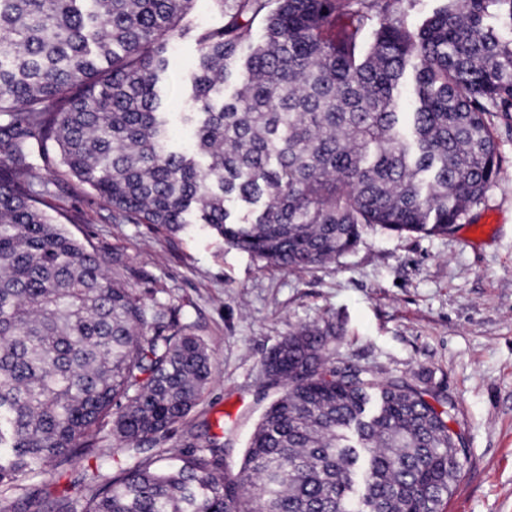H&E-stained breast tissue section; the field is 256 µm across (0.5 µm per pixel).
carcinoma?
Segmentation results:
<instances>
[{
	"instance_id": "carcinoma-1",
	"label": "carcinoma",
	"mask_w": 512,
	"mask_h": 512,
	"mask_svg": "<svg viewBox=\"0 0 512 512\" xmlns=\"http://www.w3.org/2000/svg\"><path fill=\"white\" fill-rule=\"evenodd\" d=\"M0 0V501L52 492L75 456L82 512H442L461 474L453 407L406 379L331 362L305 327L264 359L283 393L239 470L226 444L159 464L144 445L212 381L203 339L146 305L48 214L89 188L115 224H205L286 269L335 261L364 229L444 235L500 174L487 116L512 112V0ZM195 33L188 149L159 83ZM125 463L112 464V449ZM35 479L31 491L23 484ZM192 13L196 24L200 27H216L222 23V17L213 0H195ZM443 3V0H415L412 5L404 2L403 6L407 9L409 23L417 26Z\"/></svg>"
}]
</instances>
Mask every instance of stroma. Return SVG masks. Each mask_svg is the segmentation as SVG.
<instances>
[{
  "label": "stroma",
  "mask_w": 512,
  "mask_h": 512,
  "mask_svg": "<svg viewBox=\"0 0 512 512\" xmlns=\"http://www.w3.org/2000/svg\"><path fill=\"white\" fill-rule=\"evenodd\" d=\"M192 40L172 44L169 102L173 144L190 146L181 118ZM501 173L453 232L428 237L364 231L337 262L285 270L224 243L202 225L167 235L145 224H116L92 194L60 189L56 213L76 208L84 224L64 229L99 249L108 274L120 275L145 303L160 300L207 344L213 381L197 406L150 445L152 455L201 451L192 424L231 427L229 471H237L264 410L282 388L263 372L264 357L303 326H330L336 361L377 377L423 375L453 404L452 427L464 452L445 512H512V118L489 117Z\"/></svg>",
  "instance_id": "35a3bbf8"
}]
</instances>
